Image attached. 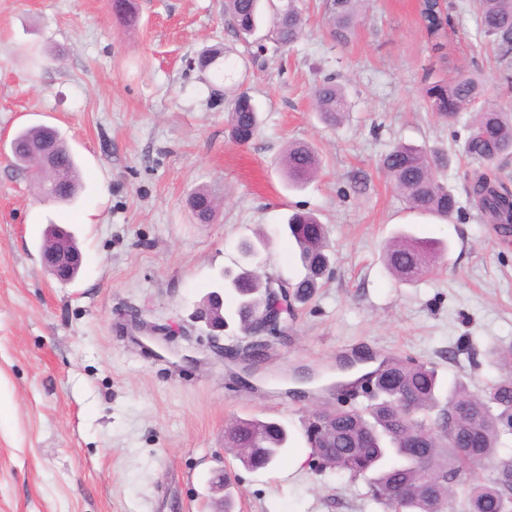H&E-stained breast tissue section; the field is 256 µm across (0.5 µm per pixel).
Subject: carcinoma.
<instances>
[{
  "label": "carcinoma",
  "mask_w": 512,
  "mask_h": 512,
  "mask_svg": "<svg viewBox=\"0 0 512 512\" xmlns=\"http://www.w3.org/2000/svg\"><path fill=\"white\" fill-rule=\"evenodd\" d=\"M365 0H325L331 35L339 43L349 41ZM422 24L432 49L443 50L451 25V5L443 0H421ZM112 13L119 23L134 26L139 21L133 0H112ZM224 25L236 39L256 47L252 60L265 51L264 42L275 47L295 43L305 25L301 0H224ZM476 26L484 39L500 51L503 70L512 68V0H477ZM228 50L215 46L196 60L202 71L224 75ZM316 111L331 125L345 118L348 102L343 88L328 80L313 91ZM427 106L441 121L455 123L470 118L464 152L479 165L470 179V194L491 223L507 231L512 227V190L497 176L499 160L512 154V110L486 103L480 76L475 72L433 82L425 90ZM228 123L232 138L240 145L250 143L259 132V106L245 90L232 91ZM52 136L65 159L64 169L37 178L42 197L64 201L74 194L76 168L58 130L43 126L18 132L12 140L16 165L30 167V149ZM288 186L302 188L318 173L321 159L307 144H290L281 160ZM447 164L426 148L399 143L380 159V167L408 208L446 220L459 209L455 195L442 184L435 170ZM189 207L199 224L217 219V204L208 191L200 189ZM300 254L304 274L286 282L289 302L304 305L323 287L329 271L328 229L310 213L295 212L285 224ZM447 245L440 239L419 238L408 231L387 242L384 259L391 274L401 282H418L439 265ZM232 288L236 303L224 319H234L249 330L267 314L268 280L244 266L235 270ZM507 371L479 395L457 380L445 389L435 368L413 360L389 358L376 370L373 387L364 390L365 402L348 405L337 399L336 408L318 410L305 426L312 448L310 466L322 473L344 472L362 479L372 501L386 512H401L403 501L396 496L401 486L414 488L409 512H512V493L506 487L504 464L512 459L500 450L512 442V344L491 350ZM413 404L407 416L396 408L397 400ZM420 438L426 449L427 466L420 468L409 457L407 442ZM286 425L259 418L235 419L224 429V447L247 469H265L277 462L288 447ZM494 464L489 476L471 481L474 468Z\"/></svg>",
  "instance_id": "carcinoma-1"
}]
</instances>
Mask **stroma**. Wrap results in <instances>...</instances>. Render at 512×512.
<instances>
[{
	"mask_svg": "<svg viewBox=\"0 0 512 512\" xmlns=\"http://www.w3.org/2000/svg\"><path fill=\"white\" fill-rule=\"evenodd\" d=\"M453 2L442 56L416 0H369L345 44L330 37L321 0H306L299 42L268 49L260 65L225 29L222 0H137L132 29L109 0H0V512H210L225 466L240 479L235 512H383L364 481L305 462L304 421L336 406L325 377L359 357L410 358L481 393L499 375L489 347L512 344V237L470 200L463 124L436 120L424 99L428 82L476 67L488 101L512 108L469 0ZM219 43L234 47L232 77L261 109L246 146L193 65ZM329 77L350 103L337 127L313 108V87ZM39 125L77 158L71 202L42 200L14 163L15 134ZM292 142L321 158L300 189L279 165ZM399 142L447 155L440 177L460 206L448 223L410 225L448 245L414 284L382 259L408 212L378 167ZM200 188L221 204L214 223L192 217ZM297 210L327 224L330 274L250 378L232 354L237 327L220 355L194 313L245 239L263 276L294 280L302 267L282 225ZM51 224L82 253L72 282L41 262ZM235 416L287 425L274 466L248 470L225 448Z\"/></svg>",
	"mask_w": 512,
	"mask_h": 512,
	"instance_id": "1",
	"label": "stroma"
}]
</instances>
